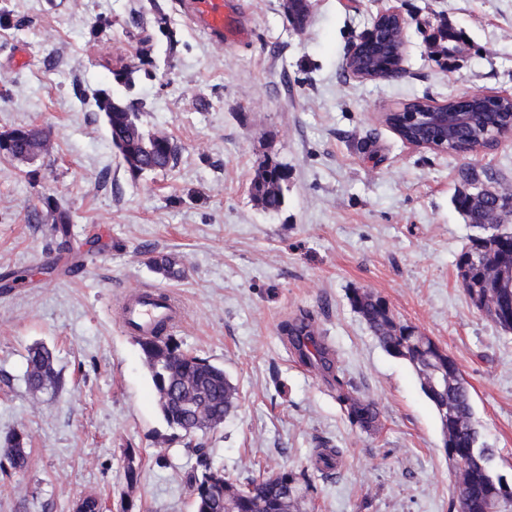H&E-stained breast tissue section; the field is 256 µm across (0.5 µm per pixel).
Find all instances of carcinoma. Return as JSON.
Returning a JSON list of instances; mask_svg holds the SVG:
<instances>
[{
    "instance_id": "cac0c4a2",
    "label": "carcinoma",
    "mask_w": 512,
    "mask_h": 512,
    "mask_svg": "<svg viewBox=\"0 0 512 512\" xmlns=\"http://www.w3.org/2000/svg\"><path fill=\"white\" fill-rule=\"evenodd\" d=\"M97 107L105 113L111 130L112 144L119 151L125 163L131 169L143 172L170 170L179 162V151L173 139L165 135L150 133L139 123L138 113L118 97L105 94L96 99ZM23 138L15 144L9 153L14 158H30L27 147L31 142L40 139L42 131L36 128H19ZM485 120L476 115L470 125L464 129L466 141L473 145H484ZM285 169L277 161L266 160L252 182L255 199L268 212H277L284 204L282 191H263L260 184L265 176L276 177L277 172ZM456 209L468 220L480 224L485 234L472 239L471 246L462 252L457 262L473 252L483 255L489 263L512 251V237L505 242L498 240L500 228L494 224H482V204L472 202L459 194L453 198ZM48 210L53 213V231L65 239L71 234L72 219L68 211L46 200ZM154 269L168 279H179L183 270L175 261L167 257L153 260ZM512 287V281L506 280L500 285L488 283L487 275L482 268L468 266V282L463 290L473 306L488 295L500 289ZM350 303L356 313L364 320L371 332L379 340L383 348L391 355L407 360L416 370L421 387H426L428 372L424 358L429 351L448 361L450 356L439 347H419L420 335L415 328L404 325L396 320L383 300L367 291H355ZM291 345L299 352L307 363L317 367L329 376L334 375V360L330 350L317 340L306 318H298L283 326ZM139 344L145 364L148 368L153 386L159 398L161 414L166 423L182 430L186 425L196 421V410L204 409L216 426H221L224 419L231 413L237 400V389L224 374V368L213 365L204 359L180 350L179 345L169 334L157 335L152 338H141ZM27 385L33 394L56 391L60 386L58 373L54 368L52 351L45 346H34L29 349L27 357ZM456 411L457 420L448 421V447L455 450L465 462V470L455 474L454 488L458 501L468 502L469 512H483L485 500L499 496V485L490 477L485 467V460L494 455L491 448H479L475 454L471 449L478 448L474 435L466 427L474 424L471 396L467 386L448 387L442 395ZM342 402L348 406V415L352 423L362 429L373 428L378 419V412L372 402L360 397L344 395ZM27 437L14 432L0 443V458L5 460L11 470L26 467ZM196 466L189 477L194 512H300L301 495L299 478L288 473V480L272 483L263 478L249 477L242 484L233 481L224 489L209 483L213 474L217 473L204 448H193Z\"/></svg>"
}]
</instances>
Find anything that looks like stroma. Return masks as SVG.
I'll list each match as a JSON object with an SVG mask.
<instances>
[{"label": "stroma", "mask_w": 512, "mask_h": 512, "mask_svg": "<svg viewBox=\"0 0 512 512\" xmlns=\"http://www.w3.org/2000/svg\"><path fill=\"white\" fill-rule=\"evenodd\" d=\"M249 38L220 41L184 0H0V133L36 126L38 159L0 157V440L28 437L23 470L0 474V512H193L195 456L164 421L137 336L118 302L143 287L183 306L182 350L223 367L233 412L201 436L237 480L286 469L308 484L306 512H457L454 463L412 365L388 354L352 308L385 300L439 343L470 389L480 440L512 482V332L466 296L456 261L476 230L452 198L466 160L406 143L382 115L469 92L512 96V0H312L295 31L283 0H238ZM406 20L398 78L346 75L379 6ZM461 30L454 67L428 27ZM131 67L135 85L115 73ZM181 148L174 169L133 174L112 144L100 92ZM288 168L285 203L250 186L266 159ZM53 198L73 218L52 237ZM184 275L168 280L150 257ZM307 317L352 394L378 422L353 425L333 382L305 364L282 325ZM55 355L62 387L32 394L26 356ZM325 448L337 468L316 467ZM138 473L128 483V467Z\"/></svg>", "instance_id": "stroma-1"}]
</instances>
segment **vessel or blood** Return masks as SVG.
Returning a JSON list of instances; mask_svg holds the SVG:
<instances>
[{
    "label": "vessel or blood",
    "mask_w": 512,
    "mask_h": 512,
    "mask_svg": "<svg viewBox=\"0 0 512 512\" xmlns=\"http://www.w3.org/2000/svg\"><path fill=\"white\" fill-rule=\"evenodd\" d=\"M227 0H190V13L199 25L215 36L231 34L245 38L244 30L230 28ZM181 320L180 307L171 293L151 287L126 294L121 303L120 322L131 334L149 335L158 323L175 326Z\"/></svg>",
    "instance_id": "1"
}]
</instances>
